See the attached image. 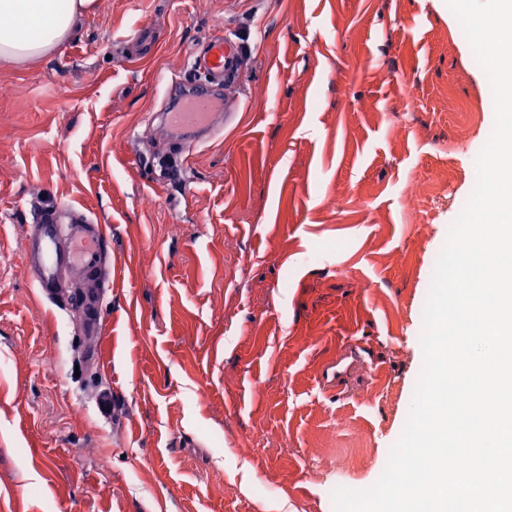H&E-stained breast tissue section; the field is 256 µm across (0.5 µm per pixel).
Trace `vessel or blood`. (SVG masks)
<instances>
[{
  "label": "vessel or blood",
  "mask_w": 512,
  "mask_h": 512,
  "mask_svg": "<svg viewBox=\"0 0 512 512\" xmlns=\"http://www.w3.org/2000/svg\"><path fill=\"white\" fill-rule=\"evenodd\" d=\"M198 63L209 76V88L176 99L166 114L168 126L180 140L181 151L185 154L196 144L195 132H218L215 116L219 100L212 89L233 82L242 68L243 58L239 53L228 51L223 37L217 36ZM108 237L106 225L94 223L75 209L43 207L24 239L25 258L41 295L60 296L62 273L67 268L97 278L95 291L85 296L80 305L85 331L95 339L101 335L99 310L108 286L107 280L100 276Z\"/></svg>",
  "instance_id": "vessel-or-blood-1"
}]
</instances>
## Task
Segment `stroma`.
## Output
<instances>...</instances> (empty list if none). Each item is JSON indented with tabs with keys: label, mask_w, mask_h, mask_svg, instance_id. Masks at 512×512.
<instances>
[{
	"label": "stroma",
	"mask_w": 512,
	"mask_h": 512,
	"mask_svg": "<svg viewBox=\"0 0 512 512\" xmlns=\"http://www.w3.org/2000/svg\"><path fill=\"white\" fill-rule=\"evenodd\" d=\"M217 34L246 59L230 119L174 172L152 121ZM494 119L446 0H100L1 67L0 512H334L373 485ZM41 201L112 228L99 360L27 270Z\"/></svg>",
	"instance_id": "35a3bbf8"
}]
</instances>
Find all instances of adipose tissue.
I'll list each match as a JSON object with an SVG mask.
<instances>
[{
    "label": "adipose tissue",
    "mask_w": 512,
    "mask_h": 512,
    "mask_svg": "<svg viewBox=\"0 0 512 512\" xmlns=\"http://www.w3.org/2000/svg\"><path fill=\"white\" fill-rule=\"evenodd\" d=\"M99 0H0V64H33L73 34L77 19L96 13Z\"/></svg>",
    "instance_id": "obj_1"
}]
</instances>
